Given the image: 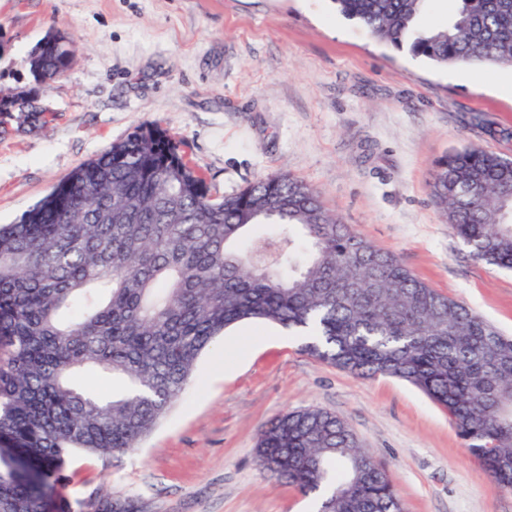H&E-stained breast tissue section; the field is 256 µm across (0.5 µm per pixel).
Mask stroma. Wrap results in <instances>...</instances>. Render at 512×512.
<instances>
[{
  "label": "stroma",
  "mask_w": 512,
  "mask_h": 512,
  "mask_svg": "<svg viewBox=\"0 0 512 512\" xmlns=\"http://www.w3.org/2000/svg\"><path fill=\"white\" fill-rule=\"evenodd\" d=\"M72 61L49 118L0 137V223L142 124L161 122L214 197L278 174L420 279L512 336V271L475 260L430 196L434 162L480 146L512 159V98L489 67L438 68L376 41L332 0H0V88L29 83L48 34ZM308 407L343 417L384 463L405 512H512L447 413L414 386L315 359L270 324L229 330L183 395L124 454L74 452L50 512L100 497L142 512H308L262 471L260 429Z\"/></svg>",
  "instance_id": "35a3bbf8"
}]
</instances>
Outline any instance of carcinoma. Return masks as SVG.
Here are the masks:
<instances>
[{
    "instance_id": "obj_1",
    "label": "carcinoma",
    "mask_w": 512,
    "mask_h": 512,
    "mask_svg": "<svg viewBox=\"0 0 512 512\" xmlns=\"http://www.w3.org/2000/svg\"><path fill=\"white\" fill-rule=\"evenodd\" d=\"M378 41L437 66H512V0H456L442 28L426 0H333ZM64 37L28 55L32 84L0 90V134L45 123L39 98L68 68ZM435 206L472 256L512 269V161L480 147L434 164ZM270 218L274 239L255 236ZM244 322L303 339L357 376L421 389L484 469L512 490V337L360 237L304 181L260 179L222 199L158 122L142 125L0 224V512H47L75 451L123 454L151 433L200 354ZM125 385L102 400L76 379ZM258 465L316 512H403L386 466L324 409L286 412Z\"/></svg>"
}]
</instances>
